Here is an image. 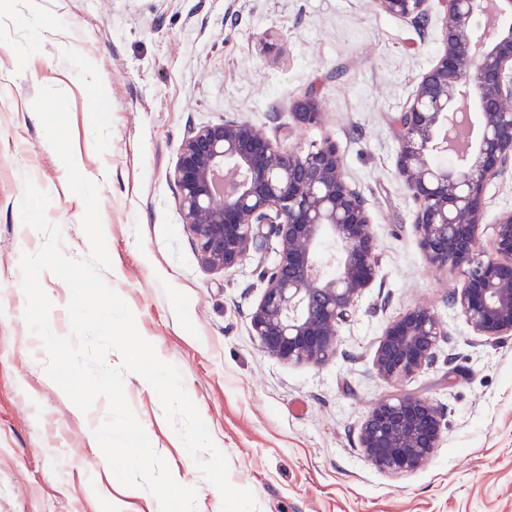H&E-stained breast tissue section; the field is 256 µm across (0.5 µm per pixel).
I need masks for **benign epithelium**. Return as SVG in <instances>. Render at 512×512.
I'll use <instances>...</instances> for the list:
<instances>
[{"instance_id": "benign-epithelium-1", "label": "benign epithelium", "mask_w": 512, "mask_h": 512, "mask_svg": "<svg viewBox=\"0 0 512 512\" xmlns=\"http://www.w3.org/2000/svg\"><path fill=\"white\" fill-rule=\"evenodd\" d=\"M386 14L419 19L429 0H376ZM443 48L395 119V167L417 203L414 229L426 260L460 271L452 296L475 335H512V214L493 225L495 250L479 255L488 182L512 169V25L487 22L488 0H440ZM474 98L481 136L462 142L459 117ZM304 126L321 122L319 102L294 104ZM439 153L457 163L440 167ZM171 178L195 251L211 269L237 266L261 239L279 242L260 302L249 314L261 350L283 362L319 366L336 354L339 327L378 275L377 240L365 201L349 181L332 140L307 153L274 144L244 118L191 129L181 141ZM338 252L324 258L325 236ZM335 267L329 273L325 267ZM445 325L417 306L389 321L373 369L395 383L437 361ZM440 409L399 395L376 404L362 421L359 442L369 464L398 474L420 469L438 447Z\"/></svg>"}]
</instances>
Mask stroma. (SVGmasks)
Segmentation results:
<instances>
[{"label":"stroma","mask_w":512,"mask_h":512,"mask_svg":"<svg viewBox=\"0 0 512 512\" xmlns=\"http://www.w3.org/2000/svg\"><path fill=\"white\" fill-rule=\"evenodd\" d=\"M0 11L12 17L0 28V512H159L88 445L106 400L81 412L46 374L23 318L21 257L44 244L21 219L26 182L50 195L65 252L90 250L84 204L32 108L42 86L66 93L73 153L100 186L108 283L179 368L230 483L251 490L260 512H512V336L487 343L449 304L461 276L426 261L395 169L394 119L442 48L439 0L423 20L375 0H0ZM309 95L322 121L297 125L293 105ZM227 116L292 151L335 141L366 200L379 275L323 365L269 357L251 333L277 239L210 271L183 224L169 178L178 147L188 127ZM484 210L489 254L493 224L512 212V172L488 185ZM418 304L448 339L432 368L387 384L374 352L387 322ZM124 389L154 450L195 488L196 512H221L155 389L133 373ZM396 392L437 405L442 436L426 466L390 476L365 459L358 427Z\"/></svg>","instance_id":"35a3bbf8"}]
</instances>
